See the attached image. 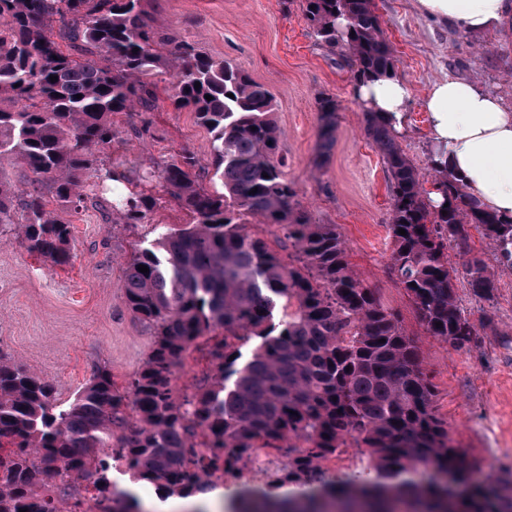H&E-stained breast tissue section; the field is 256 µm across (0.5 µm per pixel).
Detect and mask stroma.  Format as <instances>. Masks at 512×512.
<instances>
[{"label": "stroma", "instance_id": "35a3bbf8", "mask_svg": "<svg viewBox=\"0 0 512 512\" xmlns=\"http://www.w3.org/2000/svg\"><path fill=\"white\" fill-rule=\"evenodd\" d=\"M395 59L394 73L410 88L407 118L397 141L431 185V142L424 98L431 84L454 76L512 100V30L481 33L445 25L420 13L416 0H374ZM167 33L180 35L198 52L223 59L248 74L273 97L272 119L301 204L319 224L336 225L353 270L376 288L385 306L399 311L419 342L435 389L439 415L454 444L466 451L477 477L512 474V270L500 267L493 245L471 229V245L498 271L493 300L476 297L465 278L456 294L475 327L468 349L456 351L427 336L403 289L388 272L392 244L390 195L382 158L362 132L365 107L357 80L339 57L319 47L300 0H148ZM157 104L146 113L149 131L138 136L125 114L113 117L116 136L98 161L129 179L191 150L201 166L211 162V135L188 109L170 103L169 76L157 79ZM338 106L336 144L322 168L313 162L318 144L320 97ZM146 192L159 200L147 221L127 224L112 211L111 193L88 196L79 210L61 211L73 227L74 257L57 267L28 255L11 232L0 233V351L53 383L66 404L96 367L110 369L125 386L147 359L153 338L128 310L121 283L135 248L160 228H178L192 217L159 183ZM370 458L355 443L322 461L326 478L345 480L367 471Z\"/></svg>", "mask_w": 512, "mask_h": 512}]
</instances>
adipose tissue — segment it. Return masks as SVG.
Returning <instances> with one entry per match:
<instances>
[{
    "instance_id": "adipose-tissue-1",
    "label": "adipose tissue",
    "mask_w": 512,
    "mask_h": 512,
    "mask_svg": "<svg viewBox=\"0 0 512 512\" xmlns=\"http://www.w3.org/2000/svg\"><path fill=\"white\" fill-rule=\"evenodd\" d=\"M437 21L480 31L512 15V0H417ZM357 93L367 110L392 128L406 118L408 85L395 76L362 81ZM428 137L438 158L457 174L483 208L512 220V105L474 82L443 77L424 99Z\"/></svg>"
}]
</instances>
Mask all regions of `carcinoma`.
<instances>
[{
	"instance_id": "obj_1",
	"label": "carcinoma",
	"mask_w": 512,
	"mask_h": 512,
	"mask_svg": "<svg viewBox=\"0 0 512 512\" xmlns=\"http://www.w3.org/2000/svg\"><path fill=\"white\" fill-rule=\"evenodd\" d=\"M302 7L317 43L340 50L357 80L394 69L373 0ZM162 74L173 78L171 105L191 109L209 130L213 177L224 192L201 184L190 151L139 176L161 180L194 223L158 233L126 263V304L150 329L153 347L123 388L99 367L59 404L51 382L0 352V440L11 445L0 457V512H58L56 502L80 481L112 512H144L110 479L112 460L137 482L189 498L211 491L259 448L288 449V466L266 487L241 490L231 512H512V484L475 481L448 443L420 346L401 315L354 273L336 225L314 223L299 201L284 172L270 92L161 33L145 0H0V232L13 230L32 256L69 265L71 225L48 205L78 208L126 180L93 167V157L112 145L113 115L155 107L152 78ZM338 111L335 99H319L317 168L336 143ZM363 130L390 178L389 271L424 332L466 349L475 329L457 305V272L480 298L496 290L495 272L472 255L469 230H481L511 269L512 221L482 208L433 157L442 203L431 204L395 130L374 112L364 113ZM15 164L28 174L19 203L5 173ZM157 203L132 188L117 193L112 208L133 224ZM246 217L276 228L293 259L251 232ZM201 341L209 369L180 394L175 369ZM349 440L367 449L373 475L326 478L320 462ZM50 473L75 482L50 487Z\"/></svg>"
}]
</instances>
